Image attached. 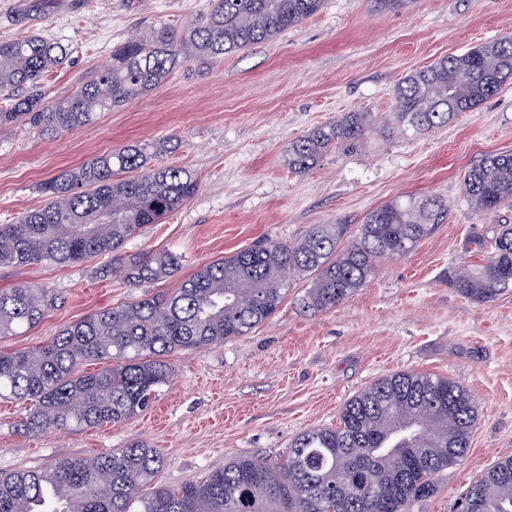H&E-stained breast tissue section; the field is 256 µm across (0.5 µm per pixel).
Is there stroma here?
<instances>
[{
    "mask_svg": "<svg viewBox=\"0 0 512 512\" xmlns=\"http://www.w3.org/2000/svg\"><path fill=\"white\" fill-rule=\"evenodd\" d=\"M209 0H0V40L32 32L72 49L42 81L51 98L70 95L127 38L200 22ZM512 34V0H326L322 11L273 39L207 62L179 65L168 80L92 125L48 140L0 128V224L40 207L39 185L131 142L170 140L158 163L184 166L196 194L124 248L170 249L176 275L133 288L90 263L0 267V289L19 284L58 293L34 329L0 338V351L31 349L87 314L170 292L201 265L259 239L293 242L316 224H342L354 237L372 210L403 196H436L443 224L336 309L308 314L294 281L277 313L249 335L171 355L174 374L151 409L129 421L83 431L20 432L27 403L0 400V471L93 457L131 438L165 457L162 480L176 488L223 468L236 455L275 456L301 432L335 425L344 404L373 381L400 371L452 378L473 393L479 418L465 457L437 492L411 512H453L471 483L512 456V290L478 304L449 287L448 271L488 255L477 239L512 210L473 211L464 173L486 156L512 151V81L448 125L410 136L391 120L392 93L406 75L438 58ZM346 112H366L372 129L356 150L328 153L311 172L286 163L293 140Z\"/></svg>",
    "mask_w": 512,
    "mask_h": 512,
    "instance_id": "stroma-1",
    "label": "stroma"
}]
</instances>
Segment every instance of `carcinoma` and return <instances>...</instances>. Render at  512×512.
<instances>
[{
    "label": "carcinoma",
    "instance_id": "carcinoma-1",
    "mask_svg": "<svg viewBox=\"0 0 512 512\" xmlns=\"http://www.w3.org/2000/svg\"><path fill=\"white\" fill-rule=\"evenodd\" d=\"M325 0H211L201 22L167 27L112 48V63L72 94L49 99L40 81L70 48L32 33L0 41V128L21 124L48 139L93 123L139 99L174 68L218 58L272 39L317 14ZM512 80V37L448 55L395 86L391 117L416 134L448 125ZM371 120L345 112L288 147V168L307 174L332 149L363 143ZM164 145H123L41 187L45 204L14 224H0V267L80 265L119 254L148 224L185 205L198 181L183 166H159ZM479 213L512 205V152L489 155L463 177ZM445 203L407 196L369 212L343 243L341 224H315L294 243L259 240L200 266L171 294L145 295L98 309L63 327L48 343L0 351V398L31 402L19 427L80 430L120 423L145 411L173 374L167 357L246 336L279 309L293 281H308L302 308L319 313L345 302L378 265L410 252L442 223ZM492 252L449 272L465 298L485 303L512 289V224H499ZM172 250L130 255L105 274L131 286L167 279L180 267ZM58 302L43 288L0 290V338L37 326ZM86 361L104 363L82 374ZM478 420L472 392L433 374L398 372L351 397L335 426L298 435L269 459L237 455L199 481L171 488L159 481L163 456L131 441L93 458L63 457L41 470L0 473V512H410L433 496L441 472L471 446ZM455 512H512V456L475 480Z\"/></svg>",
    "mask_w": 512,
    "mask_h": 512
}]
</instances>
